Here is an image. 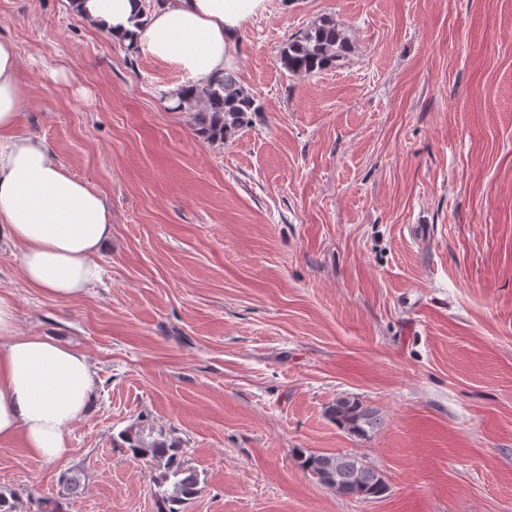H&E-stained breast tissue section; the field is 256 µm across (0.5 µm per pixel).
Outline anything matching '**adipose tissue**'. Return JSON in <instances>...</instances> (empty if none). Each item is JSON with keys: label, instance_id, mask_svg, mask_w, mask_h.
I'll list each match as a JSON object with an SVG mask.
<instances>
[{"label": "adipose tissue", "instance_id": "obj_1", "mask_svg": "<svg viewBox=\"0 0 512 512\" xmlns=\"http://www.w3.org/2000/svg\"><path fill=\"white\" fill-rule=\"evenodd\" d=\"M266 0H74L95 27L138 51L174 64L184 89L223 75L235 35L261 15ZM19 53L0 39V243L17 250L28 287L59 299L87 294L101 278L98 258L112 239L106 199L70 176L40 138L16 134L25 106ZM94 372L84 353L49 336L23 335L15 302L0 293V443L21 441L44 461L60 459L67 435L88 409Z\"/></svg>", "mask_w": 512, "mask_h": 512}]
</instances>
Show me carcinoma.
Masks as SVG:
<instances>
[{
    "label": "carcinoma",
    "instance_id": "cac0c4a2",
    "mask_svg": "<svg viewBox=\"0 0 512 512\" xmlns=\"http://www.w3.org/2000/svg\"><path fill=\"white\" fill-rule=\"evenodd\" d=\"M348 41L336 23L324 18L309 31L288 42L280 61L288 72L312 74L336 63L347 51ZM181 103L192 109L195 134L208 144L224 139L250 123V115L263 111L262 104L249 94L230 70L224 76L187 89ZM329 417L349 431L364 435L377 426L375 412L356 400L338 397L329 408ZM123 451L135 459L146 458L159 471L155 496L160 512H183V506L198 490L200 475L186 466L184 449L153 425L135 421L119 432ZM300 466L321 485L337 494L360 500L380 498L387 492L382 475L361 456L344 453L299 454Z\"/></svg>",
    "mask_w": 512,
    "mask_h": 512
}]
</instances>
